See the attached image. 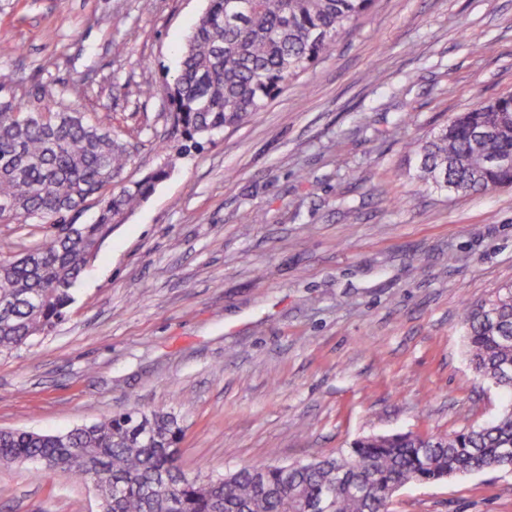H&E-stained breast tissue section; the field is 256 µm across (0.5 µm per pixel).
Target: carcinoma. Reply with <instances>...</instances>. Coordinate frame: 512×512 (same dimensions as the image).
Instances as JSON below:
<instances>
[{
  "instance_id": "1",
  "label": "carcinoma",
  "mask_w": 512,
  "mask_h": 512,
  "mask_svg": "<svg viewBox=\"0 0 512 512\" xmlns=\"http://www.w3.org/2000/svg\"><path fill=\"white\" fill-rule=\"evenodd\" d=\"M373 0H209L188 36L180 71L167 86L171 117L198 145L242 124L265 101L331 54ZM418 178L463 194L512 184V98L480 103L418 143ZM132 145L76 110L39 97L19 106L0 97V224H49L57 232L18 256L0 258V354L61 322L74 287L102 244L153 193L168 171L125 182ZM94 199L97 217L74 215ZM470 363L512 395V285L463 309ZM178 417L150 412L141 433L124 412L66 432L0 430V463L17 459L101 477L100 512H390L393 493L487 470L512 469V402L492 420L454 435H370L335 456L296 465H250L220 477L188 479L177 465ZM177 489L174 501L161 490Z\"/></svg>"
}]
</instances>
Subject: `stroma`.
<instances>
[{
  "label": "stroma",
  "instance_id": "obj_1",
  "mask_svg": "<svg viewBox=\"0 0 512 512\" xmlns=\"http://www.w3.org/2000/svg\"><path fill=\"white\" fill-rule=\"evenodd\" d=\"M207 0H0V96L52 94L167 177L98 252L67 319L0 356V429L64 432L164 409L178 465L217 477L446 435L507 395L460 314L512 284V187L419 181L416 143L512 95V0H376L333 53L213 142L184 147L166 87ZM152 85L146 98L139 89ZM47 224H0V255ZM0 512H99L88 485L0 465ZM391 512H512V472L408 485Z\"/></svg>",
  "mask_w": 512,
  "mask_h": 512
}]
</instances>
